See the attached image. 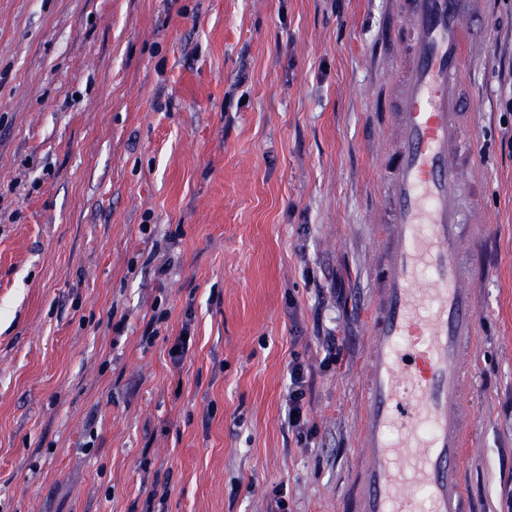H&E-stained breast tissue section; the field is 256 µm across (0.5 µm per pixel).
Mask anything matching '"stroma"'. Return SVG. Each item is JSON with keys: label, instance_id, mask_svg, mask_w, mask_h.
<instances>
[{"label": "stroma", "instance_id": "stroma-1", "mask_svg": "<svg viewBox=\"0 0 512 512\" xmlns=\"http://www.w3.org/2000/svg\"><path fill=\"white\" fill-rule=\"evenodd\" d=\"M392 11L0 0V512H275L279 491L288 512H338ZM483 18L467 88L484 183L466 198L489 230L463 237L491 270L473 283L463 485L475 512H512V5ZM328 331L343 356L321 372ZM295 357L316 368L308 448L284 423Z\"/></svg>", "mask_w": 512, "mask_h": 512}]
</instances>
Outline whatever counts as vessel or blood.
<instances>
[{
  "instance_id": "obj_1",
  "label": "vessel or blood",
  "mask_w": 512,
  "mask_h": 512,
  "mask_svg": "<svg viewBox=\"0 0 512 512\" xmlns=\"http://www.w3.org/2000/svg\"><path fill=\"white\" fill-rule=\"evenodd\" d=\"M384 39L396 45L391 97L379 100L394 137L381 175V257L367 311L356 431L357 466L341 512H470L462 472L472 421L464 362L479 326L459 262L470 215L462 191L480 181L466 137V72L481 52L480 0H394Z\"/></svg>"
}]
</instances>
